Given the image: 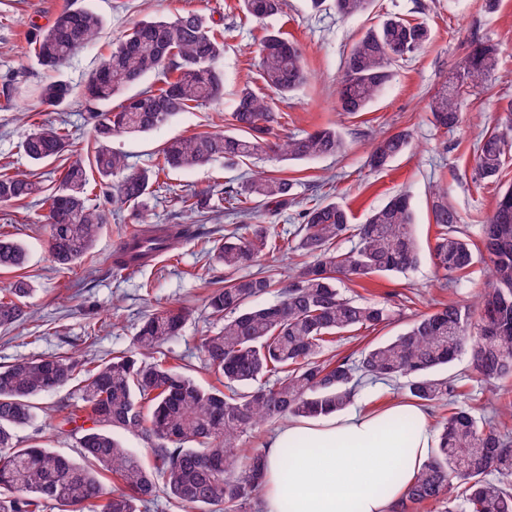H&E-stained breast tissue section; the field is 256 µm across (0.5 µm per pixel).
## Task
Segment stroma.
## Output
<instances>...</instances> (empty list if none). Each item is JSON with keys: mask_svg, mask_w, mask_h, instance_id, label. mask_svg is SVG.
Masks as SVG:
<instances>
[{"mask_svg": "<svg viewBox=\"0 0 512 512\" xmlns=\"http://www.w3.org/2000/svg\"><path fill=\"white\" fill-rule=\"evenodd\" d=\"M237 4L238 0H0V84L12 79L19 88L9 97L0 93V166L35 174L42 188H51L57 179L51 166L34 164L22 149L25 130L33 123L64 119L77 144H84L91 125L81 95L83 86L120 37L138 21L156 15L202 12L215 25L231 27L221 61L224 99L217 105L181 113L150 133L114 137L113 150L127 155L134 167L147 168L171 138L224 130L231 104L243 85L259 93L265 90L255 54L263 25L246 19ZM69 6L93 9L103 18L104 27L67 68L53 75L39 65L30 41L37 28L47 26ZM389 15L423 23L430 39L416 54L395 62L391 83L365 111L341 114L336 81L345 57L366 29ZM275 25L285 37L305 47L310 74L306 84L287 100L277 102L282 115L279 135L333 125L346 140L344 152L334 157L295 165L266 163V170L294 181L298 200L297 205L272 217L276 235L292 238L299 208L317 202L342 203L355 224L364 223L374 208L397 193L408 194L413 206L415 232L422 247L416 269L404 277L377 275L344 289L349 296L388 301L396 313L386 327L364 337L341 338L335 346L345 354L358 352L368 342L399 334L415 315L429 311L434 304L474 297L487 277L488 268L479 261L460 287H444L443 273L430 255L436 231L431 188L436 184L445 188L444 203L458 213L461 229L475 240L480 224L495 207L500 185L512 184V157L507 159L499 183L485 184L472 178L479 136L512 106V0H374L369 12L345 18L337 15L331 0H325L317 11L308 0H286ZM474 37L497 47L496 67L484 89L462 96L464 121L458 128L435 127L429 111L431 99L453 77ZM53 77L68 83L74 93L62 110L48 113L40 110L31 90L35 83ZM399 129L412 134L408 148L385 169L371 170L367 157L374 137ZM251 170L248 164L215 162L167 172L163 177L167 190L156 192L150 202L151 224L186 223L174 194L235 185ZM224 207V202H216L214 212L199 218L195 233L177 244L174 255L118 271L113 259L125 232L134 227L131 210H124L121 223L103 227L93 245L92 259L62 269L47 251V231L38 223L36 211L0 204V231L27 246L29 259L19 274L33 287L26 300L27 319L0 329V365L61 353L105 361L113 352L130 347L146 314L177 306L186 308L188 316L180 336L168 344L175 363L201 385L213 384L199 345L217 326L206 306L207 296L229 276L223 266L208 260L214 242L232 229ZM19 274L0 272V286ZM80 387L79 379L74 378L51 395L38 398L35 422L16 431L20 444H40L77 457V439L58 429L54 408L79 401Z\"/></svg>", "mask_w": 512, "mask_h": 512, "instance_id": "stroma-1", "label": "stroma"}]
</instances>
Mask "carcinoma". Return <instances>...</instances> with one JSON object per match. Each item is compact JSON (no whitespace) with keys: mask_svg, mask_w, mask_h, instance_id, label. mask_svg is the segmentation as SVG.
<instances>
[{"mask_svg":"<svg viewBox=\"0 0 512 512\" xmlns=\"http://www.w3.org/2000/svg\"><path fill=\"white\" fill-rule=\"evenodd\" d=\"M242 11L264 22L283 12L284 0H239ZM373 0H334L336 12L365 13ZM102 17L88 8H65L39 31L33 53L39 64L58 71L101 30ZM428 30L398 16L368 29L353 44L337 85L341 111H364L391 81L393 64L419 52ZM259 75L273 96L249 86L236 94L229 129L175 138L162 148L157 170L134 169L112 150V137L144 134L182 112L207 106L224 95V30L205 16L187 12L136 23L88 79L83 97L104 105L125 96L118 109L95 113L86 152L75 149L65 126L44 123L23 141L36 163L69 160L58 184L42 193L25 173L0 172V204L31 202L48 224L47 247L55 264L86 259L110 218L124 207L140 224L148 223L149 198L160 173L192 169L224 160L236 165L263 157L277 162L312 160L342 153L345 141L334 127L282 138L273 97L285 98L307 81L304 47L268 28L259 44ZM497 57L494 45L475 39L459 73L430 104L433 123L452 129L462 121V88L483 86ZM156 76V82L145 80ZM47 112L62 107L70 86L54 81L36 88ZM512 113L505 129L496 126L475 147L478 181L499 176L512 149ZM403 129L376 140L368 164L375 170L409 146ZM97 175L105 204L91 203L88 171ZM225 215L252 220L224 235L212 260L235 272L255 262L272 241L271 212L296 203L294 183L257 172L225 191ZM214 194L202 190L178 197L183 212L204 214ZM115 209L107 208L109 204ZM297 250L310 261L289 276L267 271L233 278L212 290L208 308L222 319L201 340L205 368L216 384L204 387L169 363L164 346L186 320L182 309L147 314L132 346L96 366L75 356L22 359L0 370V512H148L164 494L168 507L191 512H261L257 497L264 476L265 448L241 449L243 435L261 423L287 417H316L346 409L369 381L394 383L397 390L427 408L448 407L440 422V444L393 512H415L423 503L449 504L448 512H512V186L502 190L481 225L483 259L489 276L474 303L450 301L413 319L406 330L366 347L357 357L329 355L345 333L375 331L392 321L386 302L347 296L340 285L375 275L396 276L415 268L420 248L408 195L398 194L374 209L363 224L350 223L337 202L316 203L301 211ZM431 255L448 287L458 286L475 264V244L458 227L457 212L440 203ZM192 227H145L123 237L113 264L140 267L189 236ZM344 241L351 247H339ZM26 248L0 235V269L20 270ZM280 299L262 302L272 289ZM27 281L0 289V328L27 316ZM467 355L472 374L498 389L496 402L482 415L462 406L469 392L447 368ZM82 374L81 401L64 408L62 424L78 434L81 460L44 446L22 447L15 430L32 424L34 399L52 393ZM140 437L151 448L147 466L120 435ZM120 485L111 491L107 476Z\"/></svg>","mask_w":512,"mask_h":512,"instance_id":"1","label":"carcinoma"}]
</instances>
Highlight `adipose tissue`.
Wrapping results in <instances>:
<instances>
[{
  "label": "adipose tissue",
  "mask_w": 512,
  "mask_h": 512,
  "mask_svg": "<svg viewBox=\"0 0 512 512\" xmlns=\"http://www.w3.org/2000/svg\"><path fill=\"white\" fill-rule=\"evenodd\" d=\"M296 444L302 454L285 461ZM438 446L414 403L291 419L269 439L260 495L266 512H390Z\"/></svg>",
  "instance_id": "obj_1"
}]
</instances>
